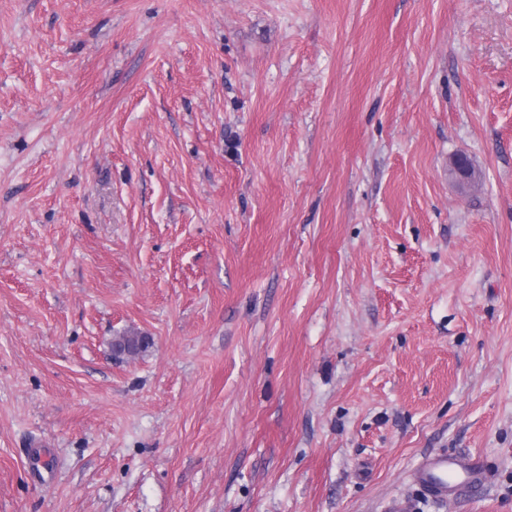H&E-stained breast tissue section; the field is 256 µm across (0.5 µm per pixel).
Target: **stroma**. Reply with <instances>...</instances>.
<instances>
[{"label":"stroma","mask_w":512,"mask_h":512,"mask_svg":"<svg viewBox=\"0 0 512 512\" xmlns=\"http://www.w3.org/2000/svg\"><path fill=\"white\" fill-rule=\"evenodd\" d=\"M0 512H512V0H0ZM450 173L462 189L475 187L482 180V173L466 155H457L451 164ZM456 471H461L474 488H484L490 484L488 473L478 462L448 455L428 458L420 465L416 476L431 496L445 497L454 488Z\"/></svg>","instance_id":"obj_1"}]
</instances>
